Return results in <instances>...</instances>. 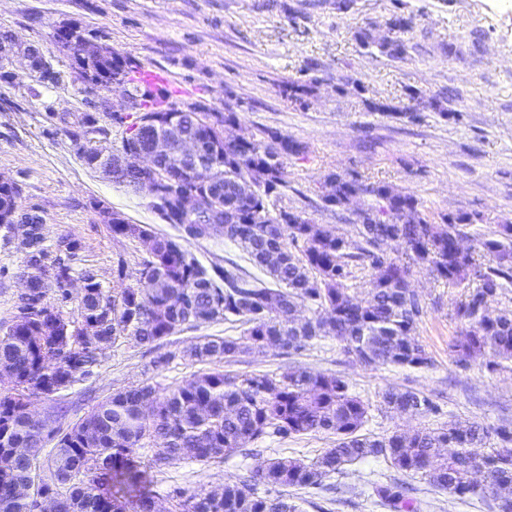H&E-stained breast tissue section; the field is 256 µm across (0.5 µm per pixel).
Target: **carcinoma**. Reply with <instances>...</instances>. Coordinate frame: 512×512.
I'll use <instances>...</instances> for the list:
<instances>
[{
    "label": "carcinoma",
    "instance_id": "cac0c4a2",
    "mask_svg": "<svg viewBox=\"0 0 512 512\" xmlns=\"http://www.w3.org/2000/svg\"><path fill=\"white\" fill-rule=\"evenodd\" d=\"M60 39L69 46L86 91H107L120 75L140 97L143 112L135 119L109 113L121 137L107 157L90 138L105 133L96 127L93 115L72 113L62 120L80 143L84 164L97 170L111 165L114 153L145 144V120L158 117L166 122L174 105L165 87L145 80L138 59L110 48L98 57H81L79 47L86 37L76 26L55 33L54 40ZM358 39L393 59L406 53L398 36L377 40L360 32ZM179 117V129L190 135L215 124H238L235 113L210 112L198 104L179 112ZM303 152L304 146L292 138L264 130L260 138L239 134L218 150L205 144L204 180L193 175L192 165L175 147L155 171H121L114 181L150 198L152 208L180 235H158L122 218L112 221L114 236L150 241L138 285L109 292L93 274H84L86 288L74 321L47 300L51 288L59 293L60 302L71 300L66 284L72 278L71 258L78 242L68 237L60 241L61 255L49 265L47 281L21 297L15 320L0 335V371L9 372L13 383L8 392L0 393V512H37L42 497L52 498L58 512H156L155 496L147 490L148 470L187 456L202 462L222 459L266 437L316 432L336 436V447L310 463L269 458L248 476L225 483L219 492L181 493L174 512H301L286 489L321 487L325 478L367 456H382L392 468L419 475L436 490L459 499L476 493L475 476L480 474L485 489L498 500L499 512H512V498L501 495L512 487V425L490 430L475 422H457L431 430L367 435L362 429L370 404L332 373L298 368L279 375H232L214 369L165 393L148 383L117 391L66 427L51 428L33 413L34 400L91 376L105 351L122 339L150 345L184 327L220 320L240 322L246 329L239 336H205L183 355L217 363L259 355L271 346L298 353L331 336L344 342L345 352L364 366L426 367L429 359L415 338L425 314V303L410 286L415 266L463 289L451 302L461 324L452 344L455 363L465 367L483 357L490 372L512 363V311H490L501 294V280H512V224H501L495 236L476 238L464 248L459 244V225L470 222V217L434 224L410 193L365 184L355 174L331 173L324 179L329 194H320L324 207L347 210L358 199L372 198L353 211L355 236L335 234L298 211L277 207L286 187L288 159ZM187 191L198 196L192 211L181 208ZM20 195L16 183L0 186V227L9 229L29 218L19 213ZM210 226L215 235L238 244L272 284L230 258L204 268L184 243L206 238ZM18 249L26 266L48 260L36 224L26 225V238ZM483 255L493 257L496 265L484 266ZM356 267L369 271L364 281L367 295L361 299L347 285L355 278ZM83 319L98 322L97 344H80L71 336L74 322ZM380 406L401 415L434 410L420 393L396 388L382 391ZM146 437L163 444L148 465L138 453ZM49 439L55 444L46 453ZM15 448H25L27 454H16ZM28 483L33 495L27 497L22 488ZM261 485L280 492L261 493ZM372 495L388 512L423 509L395 477L373 484Z\"/></svg>",
    "mask_w": 512,
    "mask_h": 512
}]
</instances>
